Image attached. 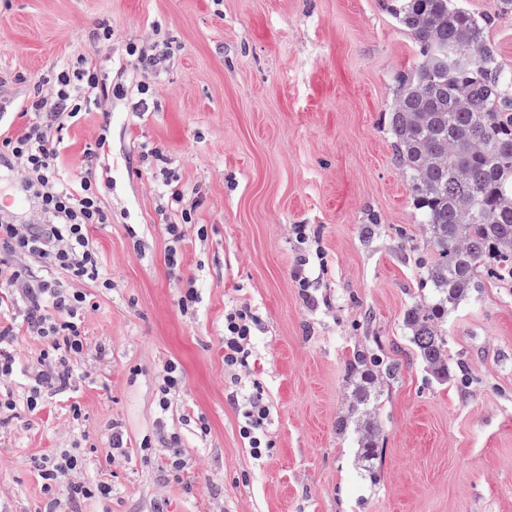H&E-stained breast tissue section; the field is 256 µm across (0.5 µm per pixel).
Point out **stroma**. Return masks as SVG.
I'll list each match as a JSON object with an SVG mask.
<instances>
[{
  "mask_svg": "<svg viewBox=\"0 0 512 512\" xmlns=\"http://www.w3.org/2000/svg\"><path fill=\"white\" fill-rule=\"evenodd\" d=\"M461 4L491 17L486 36L512 69V11ZM103 26L108 49L92 39ZM130 42L174 52L143 70L122 60ZM80 55L128 90L64 132L70 171L111 132L94 162L112 185L109 221L89 236L112 286H83L89 350L75 390L0 425V512H41L48 492L27 461L56 448L80 449L86 477L112 486L78 512H512V287L485 286L449 313L448 382L425 373L404 325L434 252L387 127L418 60L392 0H0V124L19 123L36 86ZM145 146L165 178L144 169ZM184 209L192 222L176 239L166 227ZM189 287L198 301L184 309ZM234 307L260 322L242 372L270 409L260 463L224 369ZM375 341L400 371L382 389L372 481L336 421L346 361ZM171 362L184 383L162 416ZM116 427L129 454L110 464ZM163 431L181 435L184 461L166 477Z\"/></svg>",
  "mask_w": 512,
  "mask_h": 512,
  "instance_id": "obj_1",
  "label": "stroma"
}]
</instances>
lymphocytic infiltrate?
I'll use <instances>...</instances> for the list:
<instances>
[{"label":"lymphocytic infiltrate","instance_id":"1","mask_svg":"<svg viewBox=\"0 0 512 512\" xmlns=\"http://www.w3.org/2000/svg\"><path fill=\"white\" fill-rule=\"evenodd\" d=\"M51 95L34 94L20 106L27 122L15 131L0 129V156H11L24 174L22 186L35 203L37 221L33 224H0V318L22 308L23 322L31 336L41 341L44 367L31 378L26 399L28 414L41 411L47 398L75 387L81 377L78 358L89 345L81 331L80 317L88 305L86 293L61 287L56 271L71 279L102 283L111 287L93 251L88 230L104 224L108 215L102 199L111 186L99 182L93 173V160L108 146L107 134H100L84 151L79 173L64 172L60 155L64 148L62 132L83 112L95 108L99 98L122 97L126 91L116 84L101 86L96 66L86 57H77L47 79ZM39 262L42 275H30L22 262ZM259 321L251 310L239 308L224 316V368L232 385H240L238 370L247 366ZM269 408L261 393L248 396L239 426L251 458L262 461L268 453L266 422ZM47 488H64L65 498L51 497L42 512H58L61 502L70 504L98 496L109 498L111 485L79 481L76 473L86 468V460L73 448H58L31 457Z\"/></svg>","mask_w":512,"mask_h":512}]
</instances>
